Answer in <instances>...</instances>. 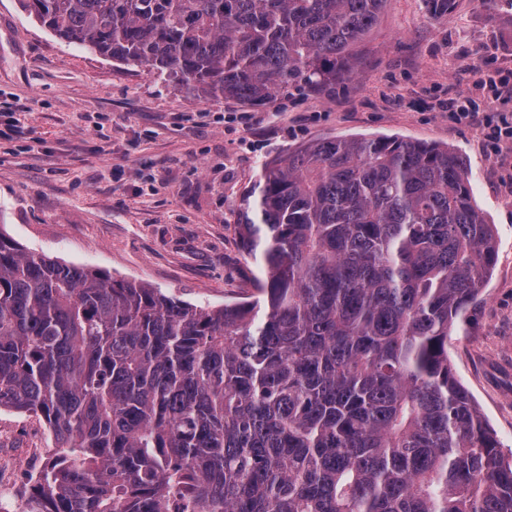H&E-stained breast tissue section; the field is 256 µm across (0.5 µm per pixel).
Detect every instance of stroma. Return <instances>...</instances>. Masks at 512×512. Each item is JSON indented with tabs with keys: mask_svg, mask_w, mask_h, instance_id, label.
I'll return each mask as SVG.
<instances>
[{
	"mask_svg": "<svg viewBox=\"0 0 512 512\" xmlns=\"http://www.w3.org/2000/svg\"><path fill=\"white\" fill-rule=\"evenodd\" d=\"M512 80V0H387L351 77L269 106L210 99L156 70L58 39L0 0V232L24 251L142 282L192 304L251 298L263 273L236 229L262 164L324 136L388 135L468 160L496 265L452 328L448 357L512 450V149L455 119L484 74Z\"/></svg>",
	"mask_w": 512,
	"mask_h": 512,
	"instance_id": "obj_1",
	"label": "stroma"
}]
</instances>
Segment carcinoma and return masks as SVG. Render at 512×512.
Here are the masks:
<instances>
[{
	"label": "carcinoma",
	"instance_id": "carcinoma-1",
	"mask_svg": "<svg viewBox=\"0 0 512 512\" xmlns=\"http://www.w3.org/2000/svg\"><path fill=\"white\" fill-rule=\"evenodd\" d=\"M60 39L251 106L346 80L385 0H19ZM258 296L193 305L0 233V410L57 453L26 512H512L448 364L496 263L463 156L323 138L239 215ZM24 420H30V421L34 422L37 425V427L43 433H45L44 435L46 437V442L43 446L44 447L43 448V456L45 459L44 467H45L46 463L51 460V455L55 451V442H54V439L52 437V434H51L47 424H45V422L43 421L42 418H40L39 416H37L35 414L21 413V412H17L14 410H7V409L0 410L1 430L2 429L6 430V429L10 428L14 422L24 421Z\"/></svg>",
	"mask_w": 512,
	"mask_h": 512
}]
</instances>
